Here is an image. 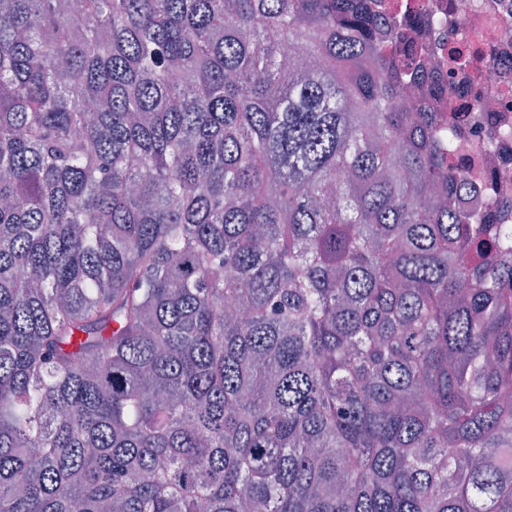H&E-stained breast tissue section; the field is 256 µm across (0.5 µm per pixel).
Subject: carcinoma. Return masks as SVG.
Masks as SVG:
<instances>
[{"instance_id": "cac0c4a2", "label": "carcinoma", "mask_w": 512, "mask_h": 512, "mask_svg": "<svg viewBox=\"0 0 512 512\" xmlns=\"http://www.w3.org/2000/svg\"><path fill=\"white\" fill-rule=\"evenodd\" d=\"M374 0H0V512H512V228Z\"/></svg>"}]
</instances>
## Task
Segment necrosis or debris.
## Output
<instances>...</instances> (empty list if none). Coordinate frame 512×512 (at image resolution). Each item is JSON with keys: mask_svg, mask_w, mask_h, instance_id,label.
<instances>
[{"mask_svg": "<svg viewBox=\"0 0 512 512\" xmlns=\"http://www.w3.org/2000/svg\"><path fill=\"white\" fill-rule=\"evenodd\" d=\"M387 14L433 29L437 55L428 82L457 91L437 107L440 123L458 136L448 157L470 185L462 210L488 212L491 202L512 205V0H386ZM474 54L469 77H452L448 52Z\"/></svg>", "mask_w": 512, "mask_h": 512, "instance_id": "obj_1", "label": "necrosis or debris"}]
</instances>
